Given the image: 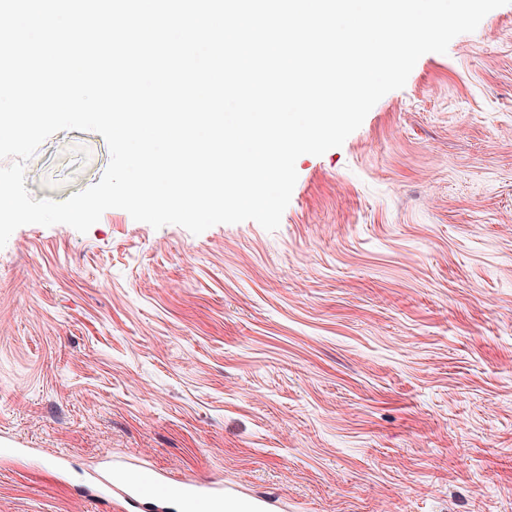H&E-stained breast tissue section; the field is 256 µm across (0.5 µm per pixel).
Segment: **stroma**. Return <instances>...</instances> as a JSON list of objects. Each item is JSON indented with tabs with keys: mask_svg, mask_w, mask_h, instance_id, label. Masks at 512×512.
<instances>
[{
	"mask_svg": "<svg viewBox=\"0 0 512 512\" xmlns=\"http://www.w3.org/2000/svg\"><path fill=\"white\" fill-rule=\"evenodd\" d=\"M109 161L60 131L25 186L62 201ZM296 170L272 232H13L0 512H114L85 478L126 462L274 512H512V2Z\"/></svg>",
	"mask_w": 512,
	"mask_h": 512,
	"instance_id": "35a3bbf8",
	"label": "stroma"
}]
</instances>
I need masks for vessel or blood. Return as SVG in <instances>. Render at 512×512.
Instances as JSON below:
<instances>
[{
  "label": "vessel or blood",
  "mask_w": 512,
  "mask_h": 512,
  "mask_svg": "<svg viewBox=\"0 0 512 512\" xmlns=\"http://www.w3.org/2000/svg\"><path fill=\"white\" fill-rule=\"evenodd\" d=\"M87 484L93 497L142 504L153 512H168L174 503L184 512H222L224 507L223 486L195 480L173 482L162 471L152 468H128L116 480L93 472Z\"/></svg>",
  "instance_id": "b4317fda"
}]
</instances>
